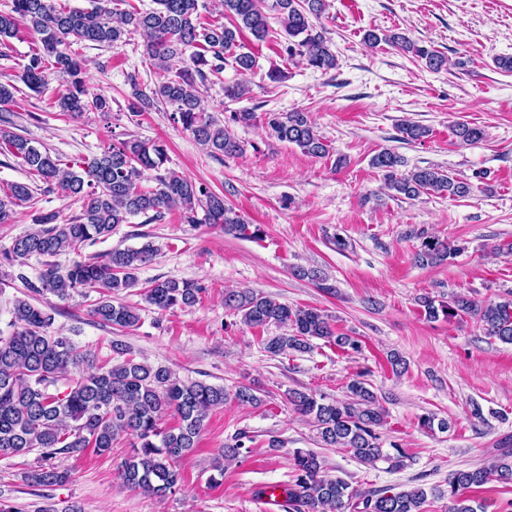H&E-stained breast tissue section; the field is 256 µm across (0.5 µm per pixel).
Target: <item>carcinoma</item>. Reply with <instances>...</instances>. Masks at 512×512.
I'll list each match as a JSON object with an SVG mask.
<instances>
[{
	"instance_id": "cac0c4a2",
	"label": "carcinoma",
	"mask_w": 512,
	"mask_h": 512,
	"mask_svg": "<svg viewBox=\"0 0 512 512\" xmlns=\"http://www.w3.org/2000/svg\"><path fill=\"white\" fill-rule=\"evenodd\" d=\"M120 2L124 0H91V7L83 9L61 7L55 0H12L10 11L0 13V46L16 37L22 26L37 34L39 45L28 56L19 79L39 93L49 76L56 75L63 87L57 106L62 112L79 115L90 109L107 112L110 103L102 95L89 97L84 63L71 51L72 45L89 42L114 47L138 34L163 79L148 92L132 83L130 115L149 112L159 103L168 104L174 108L173 120L197 143L214 155L224 156L244 152V144L231 132L230 124L247 125L254 113L232 112L222 120L204 111L200 88L229 62L243 80L224 87V96L235 100L247 93L245 77L254 74L258 63L253 53L241 51L244 31L264 40L274 16L281 23L289 58L298 57L322 72L337 67L323 28L315 24L327 10V0H219L224 17L229 19L227 25L201 22V11L208 9L205 0H153L155 7L148 10L133 6L120 10L116 8ZM364 41L370 45L384 42L411 52L434 72L448 69L447 56L412 43L401 31H369ZM265 128L268 134L308 155L330 154V145L304 112H268ZM400 132L409 141L429 136L427 127L411 122L403 123ZM453 134L466 145L485 137L483 128L464 122L453 125ZM3 153L21 160L30 175L81 202L82 212L64 224L58 223L55 212H38L31 231L0 253L1 265L21 267L32 256L52 258L92 246L134 216L160 221L172 209L181 210L190 224H219L229 234L249 231L241 216L224 204V197L202 183L168 171L156 175L153 188L140 187L145 172H158L167 161L166 149L159 142L122 141L103 149L78 171L62 167L59 157L49 149L0 128ZM371 165L384 172L389 189L409 199L430 193L463 198L473 190L470 182L436 168L402 172L404 159L389 150L374 155ZM32 198L28 184H8L0 194V224L12 223L14 207ZM259 233L257 227L251 235ZM156 252L150 242L114 248L103 255L75 260L65 268L47 262L34 281L22 272L17 278L36 296L49 293L66 301L72 293L80 292L92 298L90 314L100 323L132 329L141 317L118 296L138 285L137 271ZM455 253L448 244L428 238L416 250L414 261L421 266L440 265ZM203 293L202 284L175 278L153 279L144 288L145 300L161 312L193 307ZM420 303L431 319L441 315L450 319L464 313L478 319L485 335L512 344L511 301L485 303L459 295L446 303L425 295ZM224 306L250 327L285 329L264 340V350L273 356L308 352L314 338L345 351L361 350L356 339L338 332L328 316L316 308L290 307L252 290L224 293ZM55 314L53 307L41 308L18 299L12 311L11 332L6 336L0 332V457L38 452L36 465L24 473V480L51 488L72 479L61 459L87 448L100 454L109 452L113 442L124 436L130 441L131 452L122 464L123 484L157 498L178 492L182 487L178 463L196 448L210 411L228 399L224 388L183 381L166 366L137 361L121 343L112 344V349L124 359L115 365L98 366L91 352L52 330ZM233 398L240 405L262 403L257 389L246 384L236 388ZM288 400L301 415L314 419L322 447L340 448L371 467L380 462L390 471L405 466L406 454L400 444L387 441L381 432L385 410L366 380L358 377L349 381L344 401L302 391L290 392ZM170 411L177 414L179 425L164 429L161 421ZM245 438V433H237L233 443L224 447L222 457L239 459ZM289 465L288 483L273 486L282 496L278 505L283 512H424L427 491L422 487L392 494L361 491L339 476H330L317 453L301 448L289 453ZM493 480L512 484V449L503 450L492 466L451 472L448 489L435 487L432 493L448 495L449 512H477L463 493Z\"/></svg>"
}]
</instances>
